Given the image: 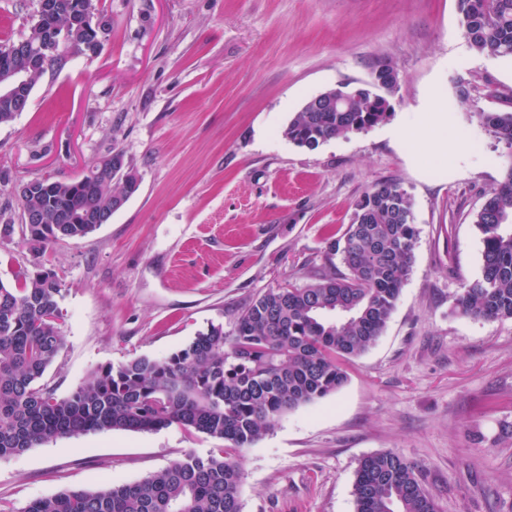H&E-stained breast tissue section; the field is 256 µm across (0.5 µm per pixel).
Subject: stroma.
I'll return each instance as SVG.
<instances>
[{
  "label": "stroma",
  "mask_w": 512,
  "mask_h": 512,
  "mask_svg": "<svg viewBox=\"0 0 512 512\" xmlns=\"http://www.w3.org/2000/svg\"><path fill=\"white\" fill-rule=\"evenodd\" d=\"M98 54L67 55L26 112L0 126V225L20 182L76 178L123 151L138 191L109 223L56 241L0 238V282L42 260L62 276L63 348L43 375L67 396L97 367L162 357L210 325L232 330L258 295L344 273L330 245L370 188L406 191L419 231L385 331L335 394L283 415L242 459V512H355L359 460L393 450L439 512H512V320H473L454 297L479 278L473 218L512 153L480 112L512 111V60L472 50L457 0H102ZM35 0H0V39L29 32ZM392 113L317 149L283 134L303 103L369 82ZM471 89L457 95L459 81ZM448 111L447 155L408 141ZM224 442L173 425L46 441L0 461V512L103 481L133 483Z\"/></svg>",
  "instance_id": "obj_1"
}]
</instances>
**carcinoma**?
Segmentation results:
<instances>
[{"mask_svg":"<svg viewBox=\"0 0 512 512\" xmlns=\"http://www.w3.org/2000/svg\"><path fill=\"white\" fill-rule=\"evenodd\" d=\"M93 0H53L55 12L37 18L49 31L80 17ZM461 26L472 49L512 59V0H458ZM105 35L92 27L68 30L64 50L32 76L62 64L64 52L87 53ZM399 77L371 79L356 89L340 85L342 108L294 113L283 134L315 149L366 131L388 113L383 88L393 94ZM482 125L512 153V112H481ZM42 196L20 202L25 242L41 254L60 238H83L94 224H58L96 207L107 218L118 210L116 181L96 184L45 177ZM43 209L44 223H26ZM482 236L481 276L456 297L461 314L477 320L512 319V167L475 216ZM418 232L407 194L377 183L357 205L353 224L332 248L347 268L304 286L271 288L242 311L231 333L221 325L199 332L163 357L130 359L89 373L59 398L41 383L63 347L62 283L51 269L0 282V460L63 436L122 430L151 432L172 425L224 440L219 453L189 454L137 482L65 490L28 503L22 512H242L241 457L273 424L300 406L315 404L347 381L346 364L382 335L411 273ZM356 512H438L415 467L385 450L363 457L353 484Z\"/></svg>","mask_w":512,"mask_h":512,"instance_id":"carcinoma-1","label":"carcinoma"}]
</instances>
